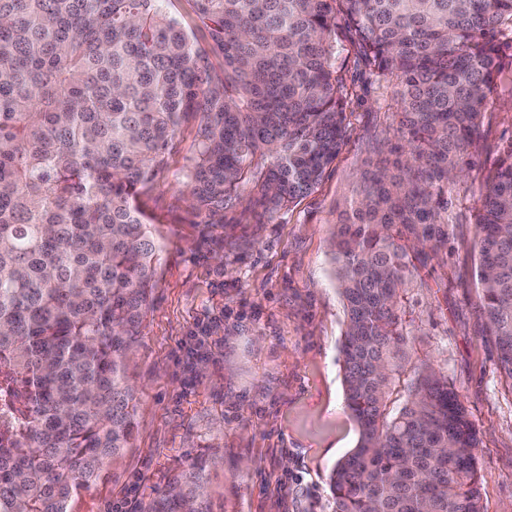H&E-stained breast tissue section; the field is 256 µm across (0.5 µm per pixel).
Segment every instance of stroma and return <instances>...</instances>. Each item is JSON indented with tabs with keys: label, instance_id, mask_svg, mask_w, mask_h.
I'll use <instances>...</instances> for the list:
<instances>
[{
	"label": "stroma",
	"instance_id": "1",
	"mask_svg": "<svg viewBox=\"0 0 512 512\" xmlns=\"http://www.w3.org/2000/svg\"><path fill=\"white\" fill-rule=\"evenodd\" d=\"M347 133L315 191L272 213L249 188L201 225L181 182L197 122L185 121L167 166L139 205L162 242L157 287L132 357L140 393L130 448L69 502V512H144L169 479L203 456L211 512H329V474L357 445L344 402L339 342L344 308L331 275V233L371 143L397 144L393 83L344 47ZM484 152L448 196L462 217L422 274L420 357L437 361L480 437L483 512H512V389L478 313L470 210L500 151L512 144V68L481 126Z\"/></svg>",
	"mask_w": 512,
	"mask_h": 512
}]
</instances>
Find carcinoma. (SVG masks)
<instances>
[{"label": "carcinoma", "instance_id": "carcinoma-1", "mask_svg": "<svg viewBox=\"0 0 512 512\" xmlns=\"http://www.w3.org/2000/svg\"><path fill=\"white\" fill-rule=\"evenodd\" d=\"M216 69L171 0H0V512H68L131 446V354L161 244L138 201L198 118L182 178L224 223L311 194L346 134L336 31L395 82L392 167L362 174L333 232L339 355L357 448L331 512H482L479 435L427 359L421 269L453 236L448 192L482 149L512 50V0H193ZM474 211L480 315L512 381V144ZM205 462L147 512H210Z\"/></svg>", "mask_w": 512, "mask_h": 512}]
</instances>
